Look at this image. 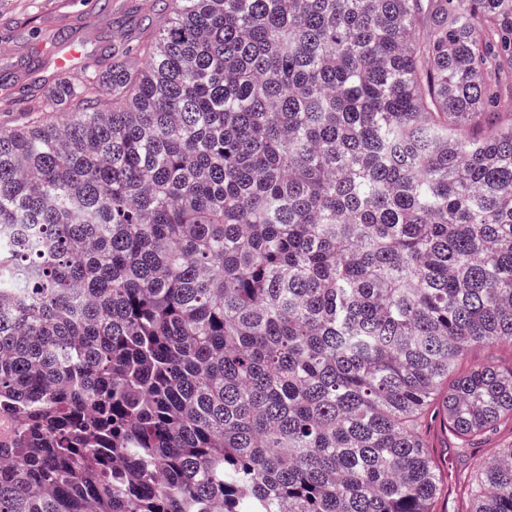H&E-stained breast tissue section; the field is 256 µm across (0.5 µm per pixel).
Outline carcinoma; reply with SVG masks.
Here are the masks:
<instances>
[{
  "instance_id": "cac0c4a2",
  "label": "carcinoma",
  "mask_w": 512,
  "mask_h": 512,
  "mask_svg": "<svg viewBox=\"0 0 512 512\" xmlns=\"http://www.w3.org/2000/svg\"><path fill=\"white\" fill-rule=\"evenodd\" d=\"M161 2L0 129V512H435L512 342V0ZM487 360H494L497 364L504 367L512 366V345L502 343L492 349L473 350L462 361L460 368L467 370Z\"/></svg>"
}]
</instances>
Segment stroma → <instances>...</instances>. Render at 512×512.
I'll list each match as a JSON object with an SVG mask.
<instances>
[{
  "instance_id": "35a3bbf8",
  "label": "stroma",
  "mask_w": 512,
  "mask_h": 512,
  "mask_svg": "<svg viewBox=\"0 0 512 512\" xmlns=\"http://www.w3.org/2000/svg\"><path fill=\"white\" fill-rule=\"evenodd\" d=\"M155 0H0V127L19 121L8 104L26 97L37 105L50 89L58 57L70 49L99 57L108 47H138L144 28L166 23ZM426 437L445 491L438 512H465L461 486L469 462L490 460L512 441V419H504L475 447L462 449L435 415L425 419Z\"/></svg>"
}]
</instances>
